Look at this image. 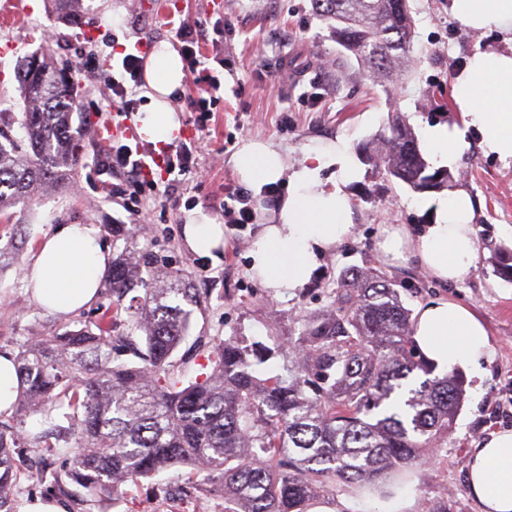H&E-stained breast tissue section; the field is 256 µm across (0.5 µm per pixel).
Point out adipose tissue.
Returning a JSON list of instances; mask_svg holds the SVG:
<instances>
[{"mask_svg":"<svg viewBox=\"0 0 512 512\" xmlns=\"http://www.w3.org/2000/svg\"><path fill=\"white\" fill-rule=\"evenodd\" d=\"M451 11L466 30L495 31L512 36V0H451ZM147 103L137 120L151 141L175 137L180 122L171 105L185 83L176 48L160 42L144 66ZM454 103L462 128L437 125L422 137L431 164L445 167L470 148L467 130L479 145L502 162L512 161V51L470 55L455 81ZM233 164L242 184L254 195L286 183L285 194L263 210L250 250V269L261 288L277 297L297 295L310 281L323 253L350 232V201L344 190L358 170L345 143L329 141L290 158L271 143L244 140ZM330 178H323V171ZM434 220L414 233L402 224L382 230L379 248L390 263L416 258L436 279L457 282L468 277L478 261L473 201L462 188L433 200ZM184 240L194 253L218 260L224 228L215 219L189 217ZM111 255L93 224H63L40 242L24 267L33 300L67 317L94 301ZM412 340L436 372H470L490 345L487 328L468 307L438 297L422 304L413 316ZM467 484L480 512H512V429L491 432L482 447L468 456Z\"/></svg>","mask_w":512,"mask_h":512,"instance_id":"adipose-tissue-1","label":"adipose tissue"}]
</instances>
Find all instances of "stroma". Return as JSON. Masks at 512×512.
I'll return each mask as SVG.
<instances>
[{
    "instance_id": "35a3bbf8",
    "label": "stroma",
    "mask_w": 512,
    "mask_h": 512,
    "mask_svg": "<svg viewBox=\"0 0 512 512\" xmlns=\"http://www.w3.org/2000/svg\"><path fill=\"white\" fill-rule=\"evenodd\" d=\"M25 2V11L0 23V114L23 111L20 67L31 54L46 51L53 67L70 72L80 86L74 124L81 129L83 150L64 188H35L28 204L11 210L15 259L0 266V354L18 355L28 341L72 328L77 320L93 325L112 307L106 290L72 319L57 317L31 299L23 267L61 224L98 225L111 255L131 249L188 278L203 304L193 312L190 334L178 348L182 354L196 342L232 334L248 346L269 345L274 336L297 340L303 315L329 308L339 274L368 265L393 278L409 309L445 295L473 309L487 326L490 351L481 362L483 376L465 380L462 407L441 448L431 460L395 473L413 492L415 512L442 501L450 512H478L466 485L467 456L491 432L512 429V283L502 280L493 264L495 249L512 250V163L475 144L451 165L454 186L465 188L474 201L479 259L466 280L444 284L416 260L400 266L381 260L376 242L382 226L420 230L433 217L426 207L431 196L386 178L364 156L394 112L418 134L438 124L461 125L460 112L438 108L437 96H452L455 78L474 51L505 50L500 34L459 28L450 0H410L413 48L403 75L388 87L368 78L354 55L330 39L310 0H82L72 24L54 18L51 0ZM182 20L196 28L203 63L187 75L172 103L179 135L154 148L161 153L195 143L192 162L171 174L153 167L139 181L109 191L102 153L120 151L127 142L116 129L121 100L111 83L118 80L132 89L133 107L141 109L143 84L124 72L122 60L132 53L147 58L159 42L174 41L171 27ZM214 73L223 80L224 93L203 125L192 102ZM246 139L279 145L295 159L339 139L348 143L359 170L345 187L350 235L322 256L309 284L289 299L265 293L252 275L249 252L257 224H225L224 252L217 262L192 253L183 240L190 211L223 222L225 209L241 203L256 214L271 206V199L252 196L233 167L232 157ZM36 497L74 506L75 512H224L223 497L210 494L201 477L186 468L127 485L114 501L90 497L73 483L62 491L48 482L20 480L15 502Z\"/></svg>"
}]
</instances>
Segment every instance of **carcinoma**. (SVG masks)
Instances as JSON below:
<instances>
[{"instance_id": "obj_1", "label": "carcinoma", "mask_w": 512, "mask_h": 512, "mask_svg": "<svg viewBox=\"0 0 512 512\" xmlns=\"http://www.w3.org/2000/svg\"><path fill=\"white\" fill-rule=\"evenodd\" d=\"M312 8L370 76L393 80L396 62L413 47L409 0H312ZM21 94L27 147L20 153L16 141L0 143V211L29 202L34 185H58L82 153L72 126L78 89L57 77L48 54L25 60ZM388 130L368 162L414 192L436 177L435 191L448 187L452 175L428 171L404 116H391ZM145 264L132 251L112 262L105 280L112 315L19 352V393L11 413H0V512H14L16 450L51 448L14 421L49 420L59 409L68 421L59 430L74 436L76 451L66 475L42 469L40 481L60 487L67 478L107 501L129 482L186 467L233 505L227 512H304L319 489L376 485L448 433L463 380L434 375L416 352L409 309L383 274L345 270L331 309L306 318L294 345L249 350L237 336L219 338L201 352L208 371L196 374L195 357L173 355L192 328V311L181 303L202 302L178 272L156 268L148 285ZM139 289L143 295L124 305ZM118 321L127 332L114 333ZM121 348L133 359L119 360ZM282 352L290 357L286 374L260 377L256 365ZM416 371L427 379L399 398Z\"/></svg>"}]
</instances>
